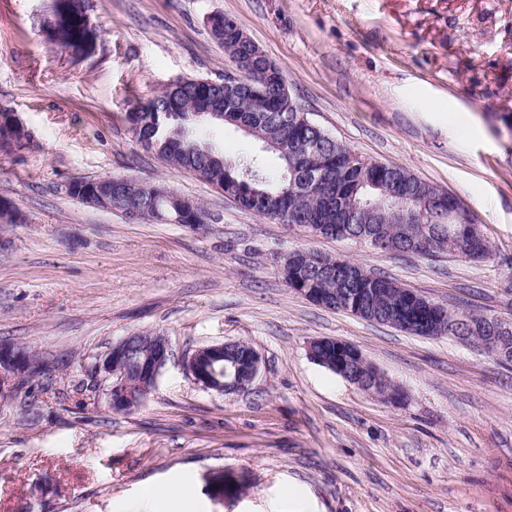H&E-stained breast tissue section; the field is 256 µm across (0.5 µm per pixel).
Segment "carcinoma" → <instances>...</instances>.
<instances>
[{
	"mask_svg": "<svg viewBox=\"0 0 512 512\" xmlns=\"http://www.w3.org/2000/svg\"><path fill=\"white\" fill-rule=\"evenodd\" d=\"M81 17L82 0H74L68 25L56 32L63 48L76 54L86 52ZM209 26L212 38L226 48L229 46L227 29L238 26V23L224 14H214L209 18ZM208 103L225 104L229 108L222 118L208 117L212 123L234 125L243 118L249 121L254 137L259 140L272 138L274 144L267 145V150L281 161V169L267 175L251 162L227 160L215 145L201 144L195 131L199 121L195 110ZM245 107H250V103L244 99L224 97L222 84L209 86L199 79H186L175 90L163 91L134 111L141 113V133L145 136L143 145L154 150L168 166L201 172L202 178L215 183L222 193L237 197L246 207L257 206L267 218L284 224H298L311 231L319 228L322 236L332 239L356 240L375 236L383 241L382 250L395 256L430 255L447 250L472 260L492 257L489 247L475 236L479 232L477 224H452L446 220L433 224L418 223L421 203L430 185L406 167L394 163L390 167L413 181L407 202L408 222L385 224L381 217L372 215L366 224L338 223L336 211L324 207L321 196L331 191L357 202L369 200L376 204L382 195L380 189L370 185V181L377 178L376 166L370 161L364 167L350 165L351 151L343 144L326 138V133L318 126H303L299 122V113L288 111V97H282L276 91L261 101L257 111L245 112ZM166 110L182 113L180 128L174 134L160 123L161 113ZM306 170L319 171V181L303 182L301 174ZM155 187V182L142 183L143 218L167 217L176 224L203 223L207 211L200 203L194 200L187 202L172 194L158 195L153 192ZM100 188L98 180L76 179L71 182L69 194L81 199ZM350 265L358 275L353 285L302 261L288 270L286 284L291 290L314 288L327 294H342L348 287L356 291L375 288L377 292L368 296L373 312L365 319L418 336L441 335L448 331L450 324L467 331L471 326L502 321L497 315L452 312L434 317L427 310L408 306V299L417 292L388 277L371 273L356 262L352 261Z\"/></svg>",
	"mask_w": 512,
	"mask_h": 512,
	"instance_id": "obj_1",
	"label": "carcinoma"
}]
</instances>
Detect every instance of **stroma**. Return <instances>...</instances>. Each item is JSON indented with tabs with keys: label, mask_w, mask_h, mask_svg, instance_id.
Segmentation results:
<instances>
[{
	"label": "stroma",
	"mask_w": 512,
	"mask_h": 512,
	"mask_svg": "<svg viewBox=\"0 0 512 512\" xmlns=\"http://www.w3.org/2000/svg\"><path fill=\"white\" fill-rule=\"evenodd\" d=\"M50 5L0 0V111L26 129L0 146V198L21 217L0 226V342L47 362L0 399V512H132L150 487L187 491L186 512H512V363L316 306L277 264L310 248L451 310L512 313V0H87L98 37L79 57L46 33ZM216 13L327 134L460 198L493 258L317 237L144 149L126 112L176 79L235 72ZM202 128L227 160L278 170L242 130ZM113 176L161 182L210 219L133 221L68 193ZM142 331L171 356L141 407L113 412L92 365ZM322 337L355 345L403 400L311 360ZM223 341L261 354L248 391L188 379L184 355Z\"/></svg>",
	"instance_id": "stroma-1"
}]
</instances>
